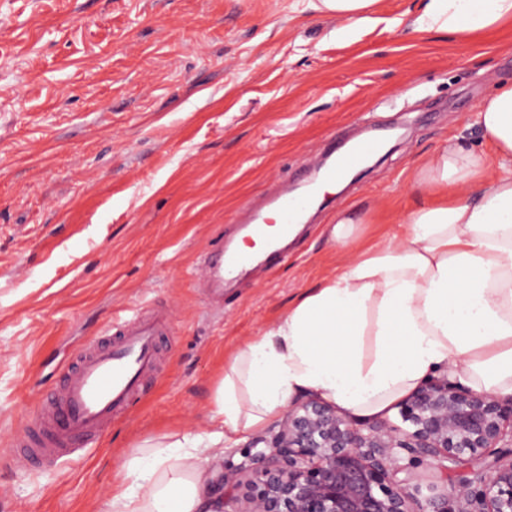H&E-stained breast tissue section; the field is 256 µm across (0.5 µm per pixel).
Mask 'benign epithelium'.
<instances>
[{"instance_id": "obj_1", "label": "benign epithelium", "mask_w": 512, "mask_h": 512, "mask_svg": "<svg viewBox=\"0 0 512 512\" xmlns=\"http://www.w3.org/2000/svg\"><path fill=\"white\" fill-rule=\"evenodd\" d=\"M400 415L411 430L356 426L318 398L300 400L219 490L227 501L242 489L236 512H512V397L433 379L403 400ZM426 460L467 475L440 494L409 491Z\"/></svg>"}]
</instances>
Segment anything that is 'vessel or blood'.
<instances>
[{
    "mask_svg": "<svg viewBox=\"0 0 512 512\" xmlns=\"http://www.w3.org/2000/svg\"><path fill=\"white\" fill-rule=\"evenodd\" d=\"M379 140L363 139L349 153L325 168L327 181L342 179L365 156L377 151ZM310 201L289 191L268 198L266 212H248L238 227L247 236L266 240L268 226H279V243H268L262 254L266 266L275 267L288 256L284 242L294 232ZM229 240H220L200 261L201 285L208 302L224 298V284L237 280L253 263ZM170 327L164 308L145 309L127 317L116 316L87 348L80 350L63 372L58 390L27 415L14 434V453L23 466L60 459L91 447L134 405L145 381L158 368L163 336Z\"/></svg>",
    "mask_w": 512,
    "mask_h": 512,
    "instance_id": "vessel-or-blood-1",
    "label": "vessel or blood"
}]
</instances>
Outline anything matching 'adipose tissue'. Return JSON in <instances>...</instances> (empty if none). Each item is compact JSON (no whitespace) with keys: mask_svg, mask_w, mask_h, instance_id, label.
<instances>
[{"mask_svg":"<svg viewBox=\"0 0 512 512\" xmlns=\"http://www.w3.org/2000/svg\"><path fill=\"white\" fill-rule=\"evenodd\" d=\"M376 0H310L345 33L374 21ZM512 21V0H425L419 30L475 33ZM493 155L449 140L423 157L425 200L398 232L358 248L361 220L338 211L328 238L350 248L224 366L202 429L143 442L108 512H218L226 449L316 395L356 424L389 413L434 378L512 397V87L477 114Z\"/></svg>","mask_w":512,"mask_h":512,"instance_id":"adipose-tissue-1","label":"adipose tissue"}]
</instances>
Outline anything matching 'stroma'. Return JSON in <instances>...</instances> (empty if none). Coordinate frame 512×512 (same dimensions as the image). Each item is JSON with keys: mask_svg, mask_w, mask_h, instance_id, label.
<instances>
[{"mask_svg": "<svg viewBox=\"0 0 512 512\" xmlns=\"http://www.w3.org/2000/svg\"><path fill=\"white\" fill-rule=\"evenodd\" d=\"M424 0H378L338 35L309 0H0V512H104L148 438L203 426L234 350L335 274L337 210L370 245L421 204L413 169L447 139L484 149L479 103L512 85V23L428 33ZM403 138L325 194L274 272L208 307L199 259L233 217L332 137ZM172 334L129 413L79 455L14 465L10 436L118 311Z\"/></svg>", "mask_w": 512, "mask_h": 512, "instance_id": "stroma-1", "label": "stroma"}]
</instances>
